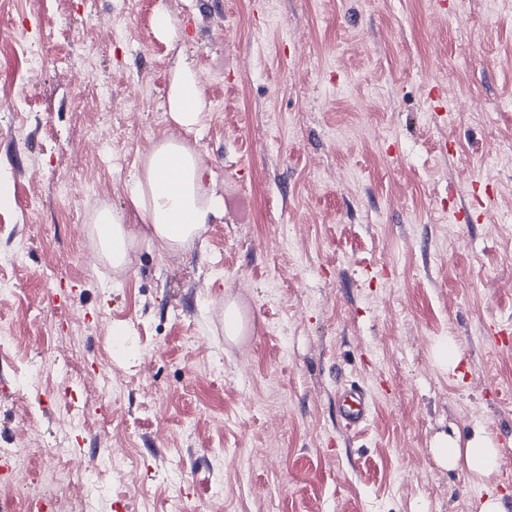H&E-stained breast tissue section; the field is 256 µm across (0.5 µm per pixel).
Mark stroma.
<instances>
[{
    "label": "stroma",
    "mask_w": 512,
    "mask_h": 512,
    "mask_svg": "<svg viewBox=\"0 0 512 512\" xmlns=\"http://www.w3.org/2000/svg\"><path fill=\"white\" fill-rule=\"evenodd\" d=\"M160 4L182 41L155 37ZM0 54V448L41 449L0 512L60 446L126 459L100 512H168L172 472L186 512L512 504V0H0ZM181 55L208 114L189 134L164 108ZM164 133L224 216L113 272L95 215ZM476 428L500 454L481 478L432 450ZM338 411L347 429H355L365 423L368 410L363 390L357 386H351L340 401Z\"/></svg>",
    "instance_id": "obj_1"
}]
</instances>
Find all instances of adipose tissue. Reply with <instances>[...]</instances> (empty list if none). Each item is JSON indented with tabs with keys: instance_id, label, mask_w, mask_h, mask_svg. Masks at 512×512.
<instances>
[{
	"instance_id": "adipose-tissue-1",
	"label": "adipose tissue",
	"mask_w": 512,
	"mask_h": 512,
	"mask_svg": "<svg viewBox=\"0 0 512 512\" xmlns=\"http://www.w3.org/2000/svg\"><path fill=\"white\" fill-rule=\"evenodd\" d=\"M203 95L195 68L177 60L170 75L166 107L171 121L185 131L201 127L205 120ZM206 171L195 149L182 140H158L135 175L126 211L110 208L95 215V243L100 256L113 269H126L130 249L137 244L161 245L179 254L198 240L208 224L224 214V201L214 184L205 180ZM138 217L142 230H134L129 217ZM436 457L448 466L465 463L475 476L496 471L499 454L482 431L466 443L440 437L433 446Z\"/></svg>"
}]
</instances>
